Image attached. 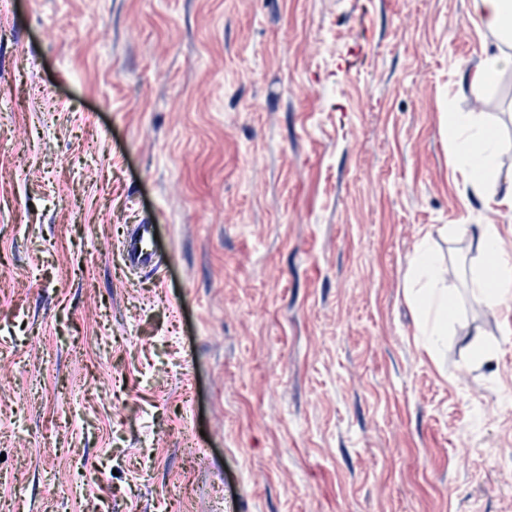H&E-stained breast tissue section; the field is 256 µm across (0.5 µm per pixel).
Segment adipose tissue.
Returning a JSON list of instances; mask_svg holds the SVG:
<instances>
[{
	"mask_svg": "<svg viewBox=\"0 0 512 512\" xmlns=\"http://www.w3.org/2000/svg\"><path fill=\"white\" fill-rule=\"evenodd\" d=\"M473 11L496 39L495 51L486 53L472 75L479 87L492 86L503 69L512 64V0H473ZM451 150L458 169L474 195H483L497 177L500 150L496 131L472 112L448 115ZM476 248L485 265L475 281V290L488 305L512 299V255L503 252L497 225H478ZM408 299L417 312L418 334L423 348L436 353L448 336V321L454 297L442 277V263L429 240L416 248L408 271Z\"/></svg>",
	"mask_w": 512,
	"mask_h": 512,
	"instance_id": "ef3b65f1",
	"label": "adipose tissue"
}]
</instances>
